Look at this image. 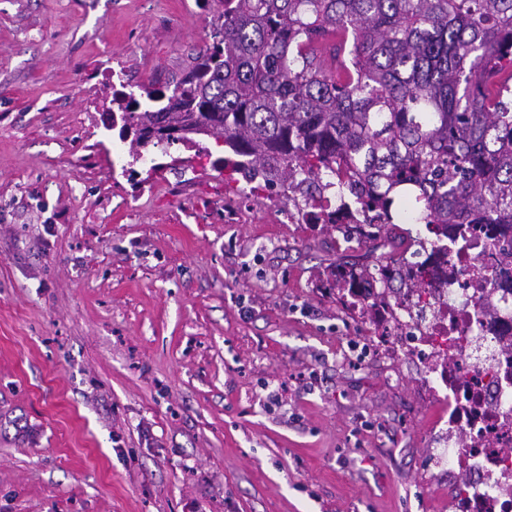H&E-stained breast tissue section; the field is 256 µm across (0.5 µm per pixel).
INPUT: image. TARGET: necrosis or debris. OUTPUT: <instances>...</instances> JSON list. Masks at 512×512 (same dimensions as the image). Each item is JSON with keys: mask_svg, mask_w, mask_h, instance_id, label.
Returning <instances> with one entry per match:
<instances>
[{"mask_svg": "<svg viewBox=\"0 0 512 512\" xmlns=\"http://www.w3.org/2000/svg\"><path fill=\"white\" fill-rule=\"evenodd\" d=\"M291 224H374V211L335 198L286 201ZM428 288L344 289L351 310L387 335L362 359L389 348L420 361L441 386L447 428L431 460L448 470L450 512H512V231L478 225L436 238Z\"/></svg>", "mask_w": 512, "mask_h": 512, "instance_id": "4bbe7bcc", "label": "necrosis or debris"}]
</instances>
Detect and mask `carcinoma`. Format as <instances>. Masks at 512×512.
I'll list each match as a JSON object with an SVG mask.
<instances>
[{"label":"carcinoma","instance_id":"cac0c4a2","mask_svg":"<svg viewBox=\"0 0 512 512\" xmlns=\"http://www.w3.org/2000/svg\"><path fill=\"white\" fill-rule=\"evenodd\" d=\"M213 42L170 94L131 97L124 123L196 129L246 179L291 184L330 176L376 210L393 247L425 242L393 219L407 202L439 234L454 224L512 225V0H215ZM335 38L344 76L323 69L313 43ZM385 286L425 287V266L403 257Z\"/></svg>","mask_w":512,"mask_h":512}]
</instances>
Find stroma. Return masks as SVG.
I'll return each mask as SVG.
<instances>
[{
  "label": "stroma",
  "mask_w": 512,
  "mask_h": 512,
  "mask_svg": "<svg viewBox=\"0 0 512 512\" xmlns=\"http://www.w3.org/2000/svg\"><path fill=\"white\" fill-rule=\"evenodd\" d=\"M184 0H0V512H448L440 404L345 307L341 227L224 221L223 147L133 162L112 74L210 43Z\"/></svg>",
  "instance_id": "obj_1"
}]
</instances>
